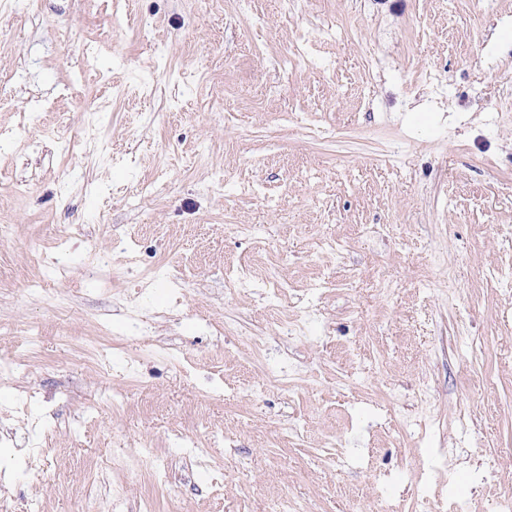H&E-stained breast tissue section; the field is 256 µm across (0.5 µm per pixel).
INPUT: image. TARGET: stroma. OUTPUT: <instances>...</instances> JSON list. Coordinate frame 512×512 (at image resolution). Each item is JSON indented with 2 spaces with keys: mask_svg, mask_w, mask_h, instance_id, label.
Instances as JSON below:
<instances>
[{
  "mask_svg": "<svg viewBox=\"0 0 512 512\" xmlns=\"http://www.w3.org/2000/svg\"><path fill=\"white\" fill-rule=\"evenodd\" d=\"M0 31V512H492L512 0H36ZM92 51L109 82L63 95Z\"/></svg>",
  "mask_w": 512,
  "mask_h": 512,
  "instance_id": "35a3bbf8",
  "label": "stroma"
}]
</instances>
